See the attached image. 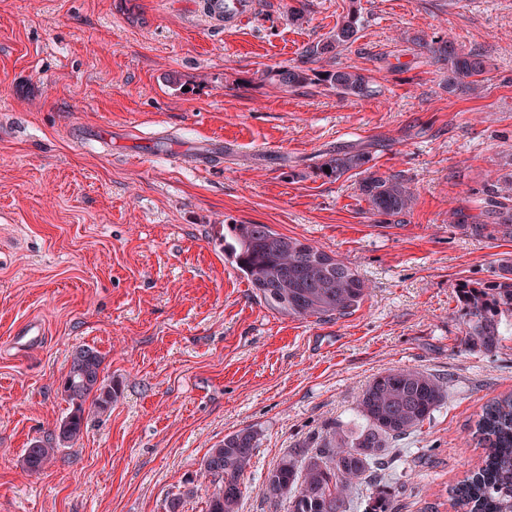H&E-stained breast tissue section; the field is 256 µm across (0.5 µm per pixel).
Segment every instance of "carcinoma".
<instances>
[{
  "label": "carcinoma",
  "instance_id": "carcinoma-1",
  "mask_svg": "<svg viewBox=\"0 0 512 512\" xmlns=\"http://www.w3.org/2000/svg\"><path fill=\"white\" fill-rule=\"evenodd\" d=\"M357 0H349L328 35L308 46L309 62H328L358 39ZM412 42L448 66V92L468 78L469 89L487 72L485 56L466 50L449 39ZM327 86L343 96L365 97L373 93L370 77L354 67L324 71ZM260 79L286 91L312 83L299 65L268 67ZM372 161L365 148L329 154L318 170L338 179L352 170L364 177L358 184L361 198L373 216L398 217L410 212L413 189L398 175L384 176L367 167ZM489 224H469L467 216L454 212L452 218L465 234L479 235L487 229L512 238V195L491 199L486 209ZM231 241L224 242L237 269L260 299L277 313L297 318H342L352 315L364 302L368 285L358 272L336 256L296 237L281 234L267 224H231ZM464 343L485 353L494 352L503 332L512 322V259H505L487 283L462 284ZM103 357L90 346L71 354L64 392L72 408L55 429L26 449L22 466L30 473L45 470L60 449L71 448L83 436L88 419L112 410L119 388L101 376ZM448 398L447 384L416 367L388 369L376 375L359 393L356 415L362 423L355 428L335 426L317 448H295L268 471L262 494L288 500V512H350V492L365 484L375 473L394 464L392 444L431 422ZM475 434L484 449L481 464L454 487V506L461 512H512V393L493 399L475 423ZM260 433L244 427L224 437L210 449L200 464L199 476L208 480L206 512H238L245 477L252 467ZM369 512H394L392 495L376 489Z\"/></svg>",
  "mask_w": 512,
  "mask_h": 512
}]
</instances>
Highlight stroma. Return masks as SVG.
I'll list each match as a JSON object with an SVG mask.
<instances>
[{
  "instance_id": "1",
  "label": "stroma",
  "mask_w": 512,
  "mask_h": 512,
  "mask_svg": "<svg viewBox=\"0 0 512 512\" xmlns=\"http://www.w3.org/2000/svg\"><path fill=\"white\" fill-rule=\"evenodd\" d=\"M303 2L308 23L288 19ZM225 27L204 0H0V512H165L225 435L261 433L239 512H286L261 493L292 448L353 424L380 371L443 378L434 420L397 444L374 487L397 512H453L477 466L474 422L512 391V330L487 354L462 341L459 284L490 280L512 239L462 234L512 188V0H359L357 41L333 67L371 76L368 97L261 84L298 65L348 0H254ZM482 52L477 91L413 37ZM369 147L415 202L380 224L360 174L322 155ZM231 224H267L357 269L369 286L340 319L282 316L224 253ZM47 334L25 351L30 319ZM95 348L117 384L111 412L38 475L21 457L71 409L72 351Z\"/></svg>"
}]
</instances>
